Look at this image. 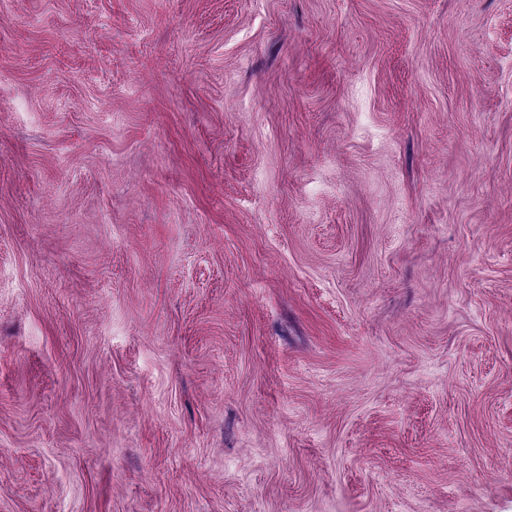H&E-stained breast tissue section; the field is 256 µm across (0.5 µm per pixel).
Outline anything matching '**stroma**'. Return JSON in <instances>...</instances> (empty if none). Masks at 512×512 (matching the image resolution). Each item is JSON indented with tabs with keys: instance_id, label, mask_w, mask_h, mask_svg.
Wrapping results in <instances>:
<instances>
[{
	"instance_id": "obj_1",
	"label": "stroma",
	"mask_w": 512,
	"mask_h": 512,
	"mask_svg": "<svg viewBox=\"0 0 512 512\" xmlns=\"http://www.w3.org/2000/svg\"><path fill=\"white\" fill-rule=\"evenodd\" d=\"M0 512H512V0H0Z\"/></svg>"
}]
</instances>
